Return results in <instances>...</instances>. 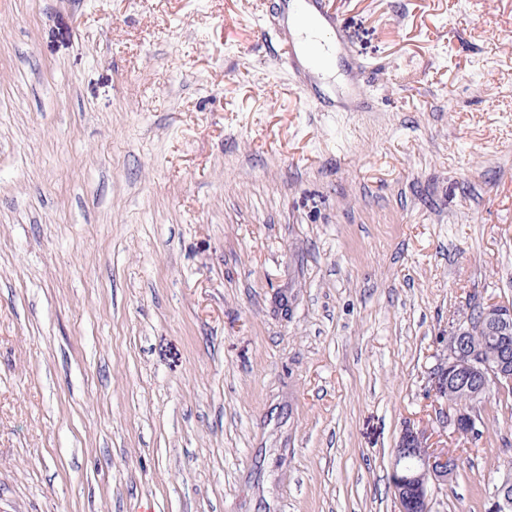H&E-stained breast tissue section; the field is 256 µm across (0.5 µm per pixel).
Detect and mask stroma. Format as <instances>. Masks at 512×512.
<instances>
[{"instance_id": "1", "label": "stroma", "mask_w": 512, "mask_h": 512, "mask_svg": "<svg viewBox=\"0 0 512 512\" xmlns=\"http://www.w3.org/2000/svg\"><path fill=\"white\" fill-rule=\"evenodd\" d=\"M330 2L370 111L277 0H0V512H399L410 422L485 512L512 405L431 378L512 301V0ZM298 22L299 20L292 19L291 22L288 23V27ZM288 27L287 31H285L286 43L284 44V51L282 54L285 61L288 62V65L293 68L296 64V61L299 60V56L304 53L302 47H300V45L297 44L294 36L297 38L299 43H301L303 40L302 34L304 35L306 41H311L320 34V25H318L315 19L307 17L304 26L301 28V30L295 32L294 36H289L288 32L290 31ZM313 42L317 44L318 51L321 54V60L324 61L323 65L321 66L323 69L321 72L323 79L333 76L334 72L336 73V70L333 69V63L336 57L334 54L335 52H333L332 46L328 42L324 44H320L314 40Z\"/></svg>"}]
</instances>
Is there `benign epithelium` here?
Returning <instances> with one entry per match:
<instances>
[{
    "label": "benign epithelium",
    "mask_w": 512,
    "mask_h": 512,
    "mask_svg": "<svg viewBox=\"0 0 512 512\" xmlns=\"http://www.w3.org/2000/svg\"><path fill=\"white\" fill-rule=\"evenodd\" d=\"M512 333V306L487 302L476 324L460 323L448 336V368L432 377L439 398L451 391L464 393L469 403L486 396L491 389L505 391L512 387V352L499 350L493 356L485 353L472 336H507ZM451 434L471 435L476 420L470 410L450 406L445 410ZM459 461L444 448L432 443L427 431L411 424L404 428L395 449L392 473L399 512H429L431 488L448 485L457 473ZM488 512H506L512 507V486L503 481L489 495Z\"/></svg>",
    "instance_id": "1"
}]
</instances>
